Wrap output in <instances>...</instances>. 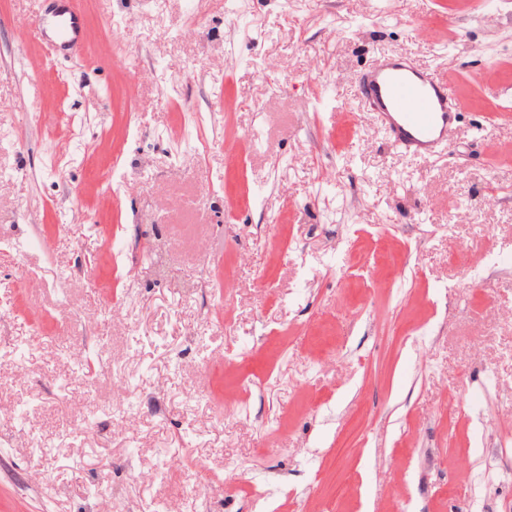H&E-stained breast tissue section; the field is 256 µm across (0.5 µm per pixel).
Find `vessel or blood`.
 <instances>
[{
    "instance_id": "b4317fda",
    "label": "vessel or blood",
    "mask_w": 512,
    "mask_h": 512,
    "mask_svg": "<svg viewBox=\"0 0 512 512\" xmlns=\"http://www.w3.org/2000/svg\"><path fill=\"white\" fill-rule=\"evenodd\" d=\"M53 15L64 43L76 44L81 18L69 0H56ZM358 88L383 134L405 152L428 159L448 143L457 121L456 98L439 75L418 69L404 56L389 55L361 74Z\"/></svg>"
}]
</instances>
